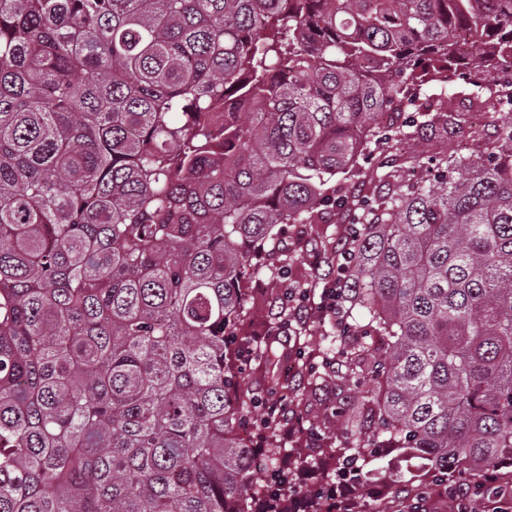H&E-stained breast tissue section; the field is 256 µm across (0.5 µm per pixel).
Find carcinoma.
<instances>
[{
  "instance_id": "carcinoma-1",
  "label": "carcinoma",
  "mask_w": 512,
  "mask_h": 512,
  "mask_svg": "<svg viewBox=\"0 0 512 512\" xmlns=\"http://www.w3.org/2000/svg\"><path fill=\"white\" fill-rule=\"evenodd\" d=\"M450 57L511 113L512 0H0V512H255L245 283L326 215L347 382H373L328 454L395 448L419 486L512 469V121L485 159L331 184L448 134L422 100ZM251 358L304 416L273 338ZM278 423L252 427L271 463Z\"/></svg>"
}]
</instances>
